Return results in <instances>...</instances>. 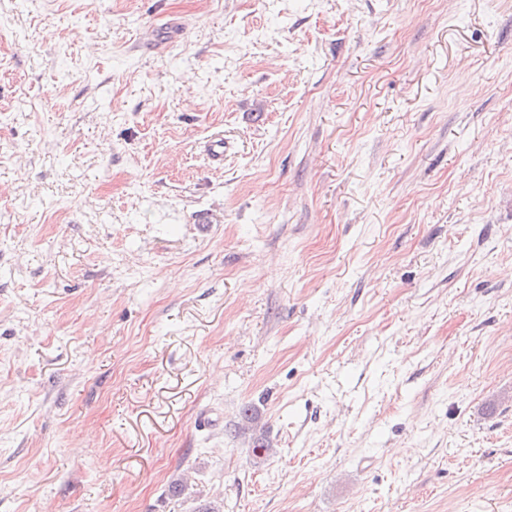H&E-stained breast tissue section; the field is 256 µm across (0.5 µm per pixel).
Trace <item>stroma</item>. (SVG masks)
Here are the masks:
<instances>
[{
    "label": "stroma",
    "mask_w": 512,
    "mask_h": 512,
    "mask_svg": "<svg viewBox=\"0 0 512 512\" xmlns=\"http://www.w3.org/2000/svg\"><path fill=\"white\" fill-rule=\"evenodd\" d=\"M511 268L512 0H0V512H512Z\"/></svg>",
    "instance_id": "stroma-1"
}]
</instances>
